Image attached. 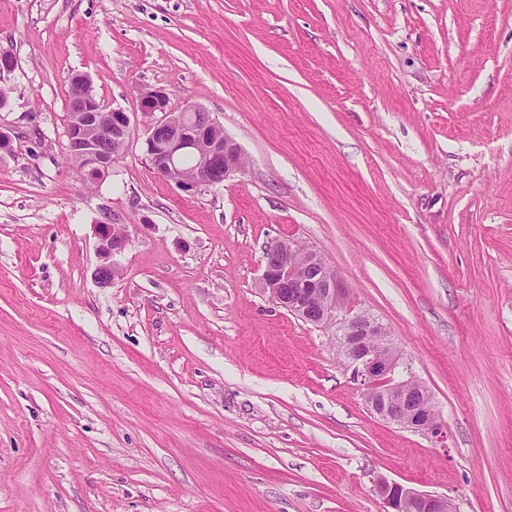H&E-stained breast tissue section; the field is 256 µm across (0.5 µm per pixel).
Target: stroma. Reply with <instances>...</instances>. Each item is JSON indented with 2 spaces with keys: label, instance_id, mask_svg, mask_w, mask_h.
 I'll use <instances>...</instances> for the list:
<instances>
[{
  "label": "stroma",
  "instance_id": "stroma-1",
  "mask_svg": "<svg viewBox=\"0 0 512 512\" xmlns=\"http://www.w3.org/2000/svg\"><path fill=\"white\" fill-rule=\"evenodd\" d=\"M1 46L0 512H383V479L512 512V0H0ZM74 72L133 124L95 182ZM156 88L245 171L160 178ZM277 239L388 328L446 445L374 416L332 329L261 292ZM125 238V233L117 230L115 225H101L97 245V252L101 263L96 270L99 284H111L112 279L116 276L117 268L112 262V256L124 247Z\"/></svg>",
  "mask_w": 512,
  "mask_h": 512
}]
</instances>
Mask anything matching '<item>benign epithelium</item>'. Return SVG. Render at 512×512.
<instances>
[{
    "label": "benign epithelium",
    "instance_id": "7a95c632",
    "mask_svg": "<svg viewBox=\"0 0 512 512\" xmlns=\"http://www.w3.org/2000/svg\"><path fill=\"white\" fill-rule=\"evenodd\" d=\"M70 86L73 109L66 128L67 156L96 181L124 153L132 134L131 119L124 110L108 109L97 99L88 75H72ZM140 110L162 113L148 132L147 159L157 175L181 189L220 185L247 167L240 146L203 108L190 105L173 112L169 94L150 89L141 93ZM186 154L196 157L194 165L184 166ZM124 243L125 233L110 224L101 226L99 284L112 283L117 274L112 256ZM262 266L259 287L273 302L304 322L336 326L342 364L376 417L439 442L448 438V427L431 393L392 350L387 328L367 312L347 310V289L317 250L290 239L276 240L265 248ZM378 493L384 512H457L445 496L385 479L378 483Z\"/></svg>",
    "mask_w": 512,
    "mask_h": 512
}]
</instances>
